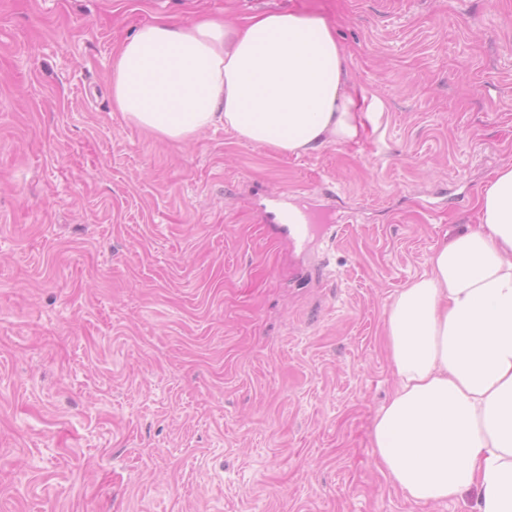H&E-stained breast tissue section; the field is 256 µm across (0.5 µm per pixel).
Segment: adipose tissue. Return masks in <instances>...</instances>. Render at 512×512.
I'll use <instances>...</instances> for the list:
<instances>
[{"mask_svg": "<svg viewBox=\"0 0 512 512\" xmlns=\"http://www.w3.org/2000/svg\"><path fill=\"white\" fill-rule=\"evenodd\" d=\"M346 58L322 17L255 15L183 28L156 20L122 42L112 102L157 138L221 125L245 144L299 155L355 140L361 113ZM478 223L443 240L385 313L397 386L371 448L417 503L477 491V512H512V165L477 198Z\"/></svg>", "mask_w": 512, "mask_h": 512, "instance_id": "obj_1", "label": "adipose tissue"}]
</instances>
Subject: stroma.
I'll list each match as a JSON object with an SVG mask.
<instances>
[{
  "label": "stroma",
  "instance_id": "1",
  "mask_svg": "<svg viewBox=\"0 0 512 512\" xmlns=\"http://www.w3.org/2000/svg\"><path fill=\"white\" fill-rule=\"evenodd\" d=\"M324 17L360 136L175 144L112 104L153 16ZM512 164V0H0V512H477L370 431L385 311ZM315 213L302 242L272 203Z\"/></svg>",
  "mask_w": 512,
  "mask_h": 512
}]
</instances>
